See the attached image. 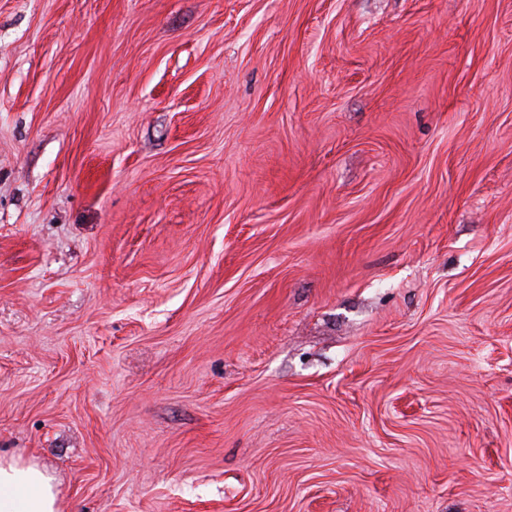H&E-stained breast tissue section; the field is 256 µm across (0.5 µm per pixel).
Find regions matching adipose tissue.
I'll list each match as a JSON object with an SVG mask.
<instances>
[{
	"mask_svg": "<svg viewBox=\"0 0 512 512\" xmlns=\"http://www.w3.org/2000/svg\"><path fill=\"white\" fill-rule=\"evenodd\" d=\"M0 512H62L53 476L37 463L0 455Z\"/></svg>",
	"mask_w": 512,
	"mask_h": 512,
	"instance_id": "obj_1",
	"label": "adipose tissue"
}]
</instances>
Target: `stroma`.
I'll list each match as a JSON object with an SVG mask.
<instances>
[{
  "instance_id": "35a3bbf8",
  "label": "stroma",
  "mask_w": 512,
  "mask_h": 512,
  "mask_svg": "<svg viewBox=\"0 0 512 512\" xmlns=\"http://www.w3.org/2000/svg\"><path fill=\"white\" fill-rule=\"evenodd\" d=\"M0 453L512 512V0H0Z\"/></svg>"
}]
</instances>
